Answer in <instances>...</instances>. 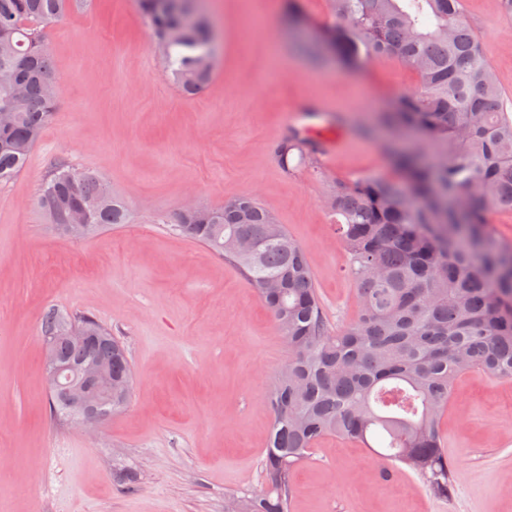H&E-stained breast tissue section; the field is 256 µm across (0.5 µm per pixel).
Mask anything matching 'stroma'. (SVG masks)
<instances>
[{
    "instance_id": "35a3bbf8",
    "label": "stroma",
    "mask_w": 512,
    "mask_h": 512,
    "mask_svg": "<svg viewBox=\"0 0 512 512\" xmlns=\"http://www.w3.org/2000/svg\"><path fill=\"white\" fill-rule=\"evenodd\" d=\"M204 7L219 62L193 99L134 0H86L47 29L55 118L0 185V512H224L263 488L265 399L290 352L238 265L161 224L187 198L253 196L305 249L330 326L356 313L326 199L336 181L392 176L376 123L416 74L392 57L360 74L332 58L311 66L282 0ZM463 11L512 108V15L498 0ZM291 128L339 133L343 147L285 171L274 147ZM60 157L100 172L133 223L60 234L36 204ZM49 308L94 315L131 359V403L96 429L50 413L38 329ZM442 433L448 496L409 470L386 477L369 449L328 436L292 474L290 512H512V378L458 377Z\"/></svg>"
}]
</instances>
